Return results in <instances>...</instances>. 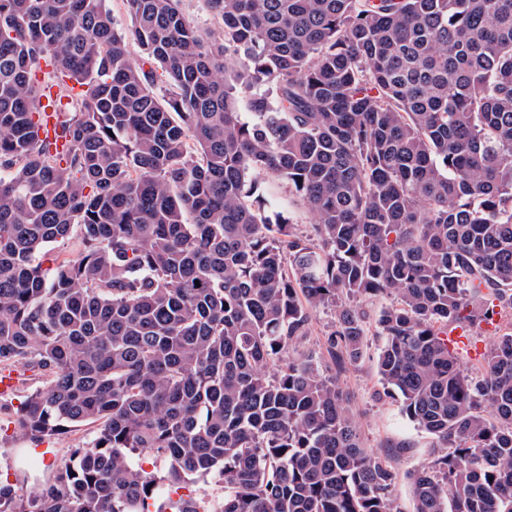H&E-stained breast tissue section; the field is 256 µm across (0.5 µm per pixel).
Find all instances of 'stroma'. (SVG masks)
<instances>
[{
	"label": "stroma",
	"mask_w": 512,
	"mask_h": 512,
	"mask_svg": "<svg viewBox=\"0 0 512 512\" xmlns=\"http://www.w3.org/2000/svg\"><path fill=\"white\" fill-rule=\"evenodd\" d=\"M333 321L329 310L314 312L310 334L297 349L316 353L321 358L324 374L337 377L348 396V407L357 423L363 447L380 451L396 474L391 494L400 512H414L410 475L440 453L441 443L418 429L402 414L398 403L384 395L377 370L380 342L375 327L367 329L361 358L342 369L336 366L324 348L325 336ZM92 436V427L69 428L53 439L43 453L22 435L9 434L0 440V480L14 481L18 494L29 496L33 486L18 481L20 470L33 467L39 478H47L57 463L68 458L73 448L86 445Z\"/></svg>",
	"instance_id": "stroma-1"
}]
</instances>
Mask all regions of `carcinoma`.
Returning <instances> with one entry per match:
<instances>
[{
  "mask_svg": "<svg viewBox=\"0 0 512 512\" xmlns=\"http://www.w3.org/2000/svg\"><path fill=\"white\" fill-rule=\"evenodd\" d=\"M123 2L118 30L105 0H0V370L37 382L10 420L96 426L0 512H400L289 354L323 308L356 362L377 294L384 395L447 448L415 512H512V330L475 377L446 339L512 308V0H206L220 41ZM204 476L223 497H171Z\"/></svg>",
  "mask_w": 512,
  "mask_h": 512,
  "instance_id": "obj_1",
  "label": "carcinoma"
}]
</instances>
